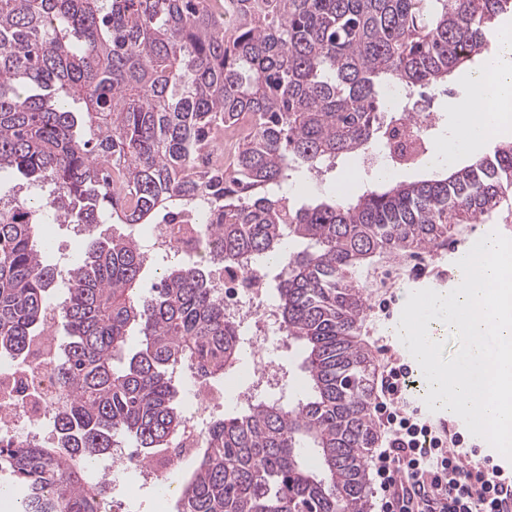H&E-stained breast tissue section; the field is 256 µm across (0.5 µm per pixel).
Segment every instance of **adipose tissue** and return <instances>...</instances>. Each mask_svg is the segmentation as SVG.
Returning a JSON list of instances; mask_svg holds the SVG:
<instances>
[{
	"label": "adipose tissue",
	"mask_w": 512,
	"mask_h": 512,
	"mask_svg": "<svg viewBox=\"0 0 512 512\" xmlns=\"http://www.w3.org/2000/svg\"><path fill=\"white\" fill-rule=\"evenodd\" d=\"M468 80L481 92L467 99L464 113L447 136L434 144L428 158L430 166L452 164L462 154L482 148L489 135L512 128V28L502 29L497 50L482 70L469 74Z\"/></svg>",
	"instance_id": "adipose-tissue-1"
}]
</instances>
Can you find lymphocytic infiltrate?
Wrapping results in <instances>:
<instances>
[{
	"label": "lymphocytic infiltrate",
	"instance_id": "lymphocytic-infiltrate-1",
	"mask_svg": "<svg viewBox=\"0 0 512 512\" xmlns=\"http://www.w3.org/2000/svg\"><path fill=\"white\" fill-rule=\"evenodd\" d=\"M376 379L379 445L369 461L377 512H512V477L417 410L403 359L387 358Z\"/></svg>",
	"mask_w": 512,
	"mask_h": 512
}]
</instances>
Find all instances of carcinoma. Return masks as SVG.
Segmentation results:
<instances>
[{"instance_id": "cac0c4a2", "label": "carcinoma", "mask_w": 512, "mask_h": 512, "mask_svg": "<svg viewBox=\"0 0 512 512\" xmlns=\"http://www.w3.org/2000/svg\"><path fill=\"white\" fill-rule=\"evenodd\" d=\"M509 14L512 0H0V170L53 186L17 199L0 185V355L25 372L63 333L54 447L0 441V472L25 489L19 512H100L107 480L90 466L119 435L160 466L177 512H369L374 364L355 336L367 297L353 272L489 220L512 193V141L356 197L297 208L280 190L382 137L385 84L408 112L475 67ZM189 212L224 270L276 271L303 391L213 420L183 474L174 368L190 364L209 391L240 354L211 270L186 258L142 297L136 242L93 237L53 306L39 227Z\"/></svg>"}]
</instances>
